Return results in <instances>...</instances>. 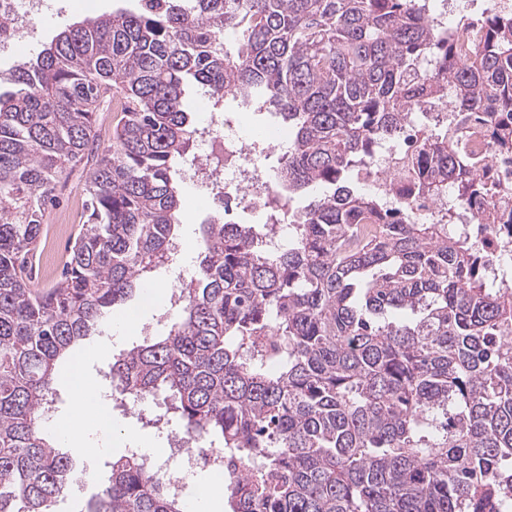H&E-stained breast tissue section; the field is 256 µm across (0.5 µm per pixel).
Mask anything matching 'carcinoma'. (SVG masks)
Instances as JSON below:
<instances>
[{
  "instance_id": "cac0c4a2",
  "label": "carcinoma",
  "mask_w": 512,
  "mask_h": 512,
  "mask_svg": "<svg viewBox=\"0 0 512 512\" xmlns=\"http://www.w3.org/2000/svg\"><path fill=\"white\" fill-rule=\"evenodd\" d=\"M75 21L0 91V512H55L72 470L42 417L73 347L153 283L182 223L176 162L206 89L252 99L292 131L277 170L308 204L207 224L166 335L112 360L122 398L163 388L186 432L224 451L229 512H512V292L449 224L411 221L347 187L408 110L454 87L459 112L512 115V13L443 37L419 0H142ZM232 31L229 49L224 32ZM120 118L100 149L94 116ZM459 196L486 188L423 142ZM90 164L86 221L52 288H33L65 165ZM409 311L395 322L388 314ZM87 512H185L138 454L112 460Z\"/></svg>"
}]
</instances>
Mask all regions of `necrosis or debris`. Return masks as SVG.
<instances>
[{
    "label": "necrosis or debris",
    "mask_w": 512,
    "mask_h": 512,
    "mask_svg": "<svg viewBox=\"0 0 512 512\" xmlns=\"http://www.w3.org/2000/svg\"><path fill=\"white\" fill-rule=\"evenodd\" d=\"M47 7L46 0H0V54L13 53L22 38L33 36ZM453 99L448 92L439 102L427 105L428 118L448 123L459 153L476 160L475 171L488 189L487 196L457 203L453 222L480 247L492 286L512 289V155H503L496 148L488 129L474 126L455 112ZM422 129L417 116H410L400 143L377 149L361 179L389 206L408 202L415 222L440 224L456 186H448L443 197L417 193L414 183L424 179L425 168L419 164L410 172L404 166L406 157L423 142ZM198 142L207 152L223 148L224 166L212 168L207 153L196 156L182 171L185 183L197 186L214 206H236L256 213L270 207L278 191L258 160L281 148L278 133L244 136L230 132L223 113L212 109L199 119ZM488 209L494 212L493 223L475 222L474 213Z\"/></svg>",
    "instance_id": "obj_1"
}]
</instances>
